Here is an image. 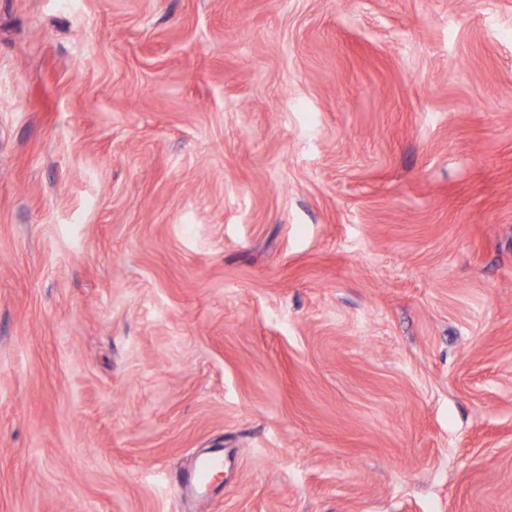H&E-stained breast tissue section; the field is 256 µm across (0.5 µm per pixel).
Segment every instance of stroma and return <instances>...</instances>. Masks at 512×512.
Segmentation results:
<instances>
[{
  "label": "stroma",
  "mask_w": 512,
  "mask_h": 512,
  "mask_svg": "<svg viewBox=\"0 0 512 512\" xmlns=\"http://www.w3.org/2000/svg\"><path fill=\"white\" fill-rule=\"evenodd\" d=\"M0 512H512V0H0Z\"/></svg>",
  "instance_id": "obj_1"
}]
</instances>
